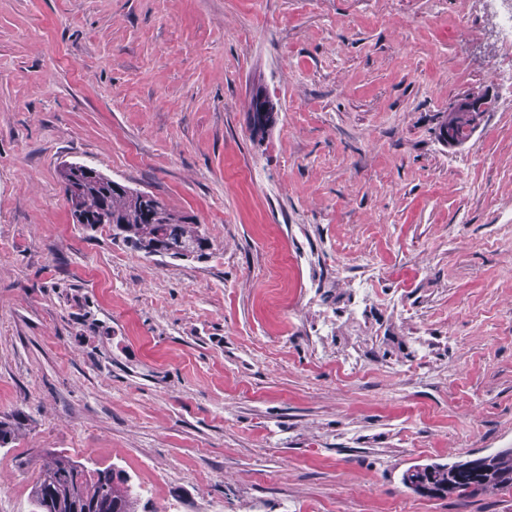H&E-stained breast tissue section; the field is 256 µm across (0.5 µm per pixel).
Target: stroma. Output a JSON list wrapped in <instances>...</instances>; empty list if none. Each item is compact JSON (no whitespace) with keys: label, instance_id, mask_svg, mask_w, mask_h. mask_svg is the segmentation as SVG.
Listing matches in <instances>:
<instances>
[{"label":"stroma","instance_id":"35a3bbf8","mask_svg":"<svg viewBox=\"0 0 512 512\" xmlns=\"http://www.w3.org/2000/svg\"><path fill=\"white\" fill-rule=\"evenodd\" d=\"M497 61L477 0H0V413L26 423L0 512H35L41 450L124 469L140 512H512L402 483L512 448ZM477 92L480 128L444 142ZM68 163L193 217L207 258L74 223ZM274 105L260 93L256 92L250 100L249 112L253 116L251 133L253 136H263L265 129L274 121ZM491 98L486 95H473L466 100L465 109L471 112H481L491 105ZM466 112L462 108V103H460L456 108L454 107L448 113V120H445L440 126V134L443 128L448 127L450 124H454V141L457 143H463L467 139L470 138L474 130L480 125L485 112L488 110L481 112L480 114Z\"/></svg>","mask_w":512,"mask_h":512}]
</instances>
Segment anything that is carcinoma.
I'll use <instances>...</instances> for the list:
<instances>
[{
  "mask_svg": "<svg viewBox=\"0 0 512 512\" xmlns=\"http://www.w3.org/2000/svg\"><path fill=\"white\" fill-rule=\"evenodd\" d=\"M274 105L260 93L252 95V135H262L274 121ZM484 114L457 106L441 124L454 125V141L463 143L480 125ZM66 193L81 200L71 209L74 223L93 228L106 224L112 240L145 253L172 248L173 259H202L209 240L200 225L155 196L146 197L87 165L61 170ZM25 429L17 414L0 415V447L12 443ZM39 476L31 489L36 512H139V495L131 477L116 467L89 469L70 456L44 450L32 457ZM414 494L430 499H471L477 495L512 493V448L453 463L417 464L403 475Z\"/></svg>",
  "mask_w": 512,
  "mask_h": 512,
  "instance_id": "cac0c4a2",
  "label": "carcinoma"
}]
</instances>
